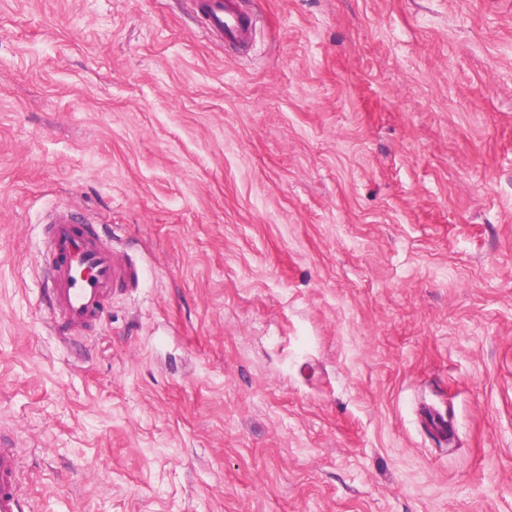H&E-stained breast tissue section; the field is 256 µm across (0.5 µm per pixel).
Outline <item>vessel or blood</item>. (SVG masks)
<instances>
[{"instance_id":"obj_1","label":"vessel or blood","mask_w":512,"mask_h":512,"mask_svg":"<svg viewBox=\"0 0 512 512\" xmlns=\"http://www.w3.org/2000/svg\"><path fill=\"white\" fill-rule=\"evenodd\" d=\"M195 9L208 29L227 42L243 43L250 38L252 20L239 0H196ZM43 265L50 325L62 334L85 333L101 324L113 293L139 277L137 268L110 241L66 210L55 211L48 222ZM0 512H31L20 453L2 436Z\"/></svg>"}]
</instances>
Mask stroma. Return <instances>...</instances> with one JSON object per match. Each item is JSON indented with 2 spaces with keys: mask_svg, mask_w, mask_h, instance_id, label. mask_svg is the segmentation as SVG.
I'll return each mask as SVG.
<instances>
[{
  "mask_svg": "<svg viewBox=\"0 0 512 512\" xmlns=\"http://www.w3.org/2000/svg\"><path fill=\"white\" fill-rule=\"evenodd\" d=\"M241 7L231 45L193 0H0L33 512H512V0ZM56 209L141 271L66 339Z\"/></svg>",
  "mask_w": 512,
  "mask_h": 512,
  "instance_id": "1",
  "label": "stroma"
}]
</instances>
